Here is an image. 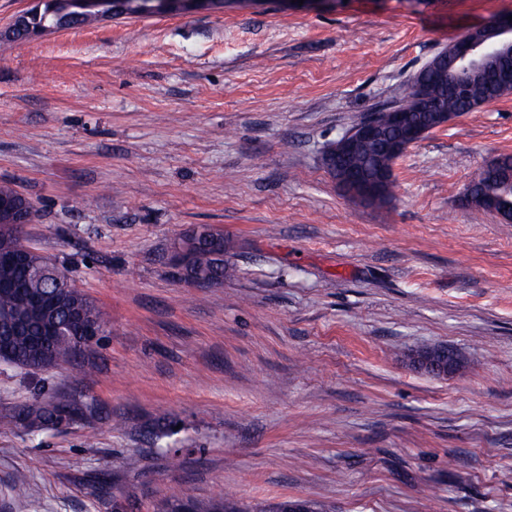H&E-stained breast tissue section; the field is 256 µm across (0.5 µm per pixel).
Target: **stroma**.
<instances>
[{
    "label": "stroma",
    "instance_id": "35a3bbf8",
    "mask_svg": "<svg viewBox=\"0 0 512 512\" xmlns=\"http://www.w3.org/2000/svg\"><path fill=\"white\" fill-rule=\"evenodd\" d=\"M511 15L224 0L0 44V180L37 210L25 241L108 319L72 365L0 361V415L58 392L95 413L36 435L0 422V512H512V223L460 202L512 154V94L410 146L389 204L322 162L448 43ZM200 225L224 234L214 286L170 260ZM422 344L459 371L411 366ZM161 417L178 428L157 439Z\"/></svg>",
    "mask_w": 512,
    "mask_h": 512
}]
</instances>
